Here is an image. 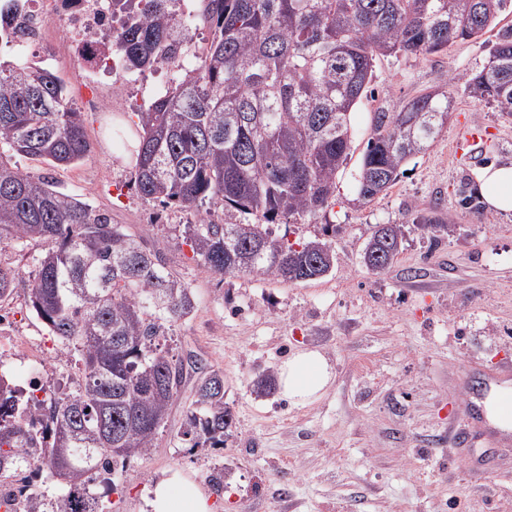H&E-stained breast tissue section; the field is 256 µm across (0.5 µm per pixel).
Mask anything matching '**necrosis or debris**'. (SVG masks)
I'll return each instance as SVG.
<instances>
[{
	"label": "necrosis or debris",
	"instance_id": "4bbe7bcc",
	"mask_svg": "<svg viewBox=\"0 0 512 512\" xmlns=\"http://www.w3.org/2000/svg\"><path fill=\"white\" fill-rule=\"evenodd\" d=\"M120 27L112 0H27L25 11L14 19L10 47L18 56L29 59L37 49L49 47L55 63L70 56L82 58L80 80L94 88L82 105L90 112H105L116 94L97 82L96 72L111 65L109 45Z\"/></svg>",
	"mask_w": 512,
	"mask_h": 512
}]
</instances>
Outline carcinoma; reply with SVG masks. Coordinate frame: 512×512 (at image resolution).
Wrapping results in <instances>:
<instances>
[{"label": "carcinoma", "mask_w": 512, "mask_h": 512, "mask_svg": "<svg viewBox=\"0 0 512 512\" xmlns=\"http://www.w3.org/2000/svg\"><path fill=\"white\" fill-rule=\"evenodd\" d=\"M509 0H112L122 30L112 55L135 76L164 68L168 80L135 112L136 193L166 207L224 210V223L184 227V243L218 274L284 284L326 276L331 242L291 243L273 229L311 219L336 196L350 155V115L368 94L377 57L424 56L481 37ZM209 33L196 44L199 30ZM469 93L512 115V28L486 46L466 79ZM450 94L424 91L378 107L355 177L364 204L388 191L435 141ZM91 151L81 112L43 62L0 60V244L44 245L28 305L50 335L79 352L78 389L38 408L44 428L22 422L23 392L0 380V477L48 468L68 492L56 512H99L90 475L149 454L181 389L195 400L183 440L222 448L235 419L224 375L166 345L195 308L167 254L44 175L24 157L71 167ZM458 204L480 211L476 192ZM404 225L375 226L363 265L397 258ZM19 272L0 265V297Z\"/></svg>", "instance_id": "1"}]
</instances>
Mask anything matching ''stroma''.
<instances>
[{
    "label": "stroma",
    "mask_w": 512,
    "mask_h": 512,
    "mask_svg": "<svg viewBox=\"0 0 512 512\" xmlns=\"http://www.w3.org/2000/svg\"><path fill=\"white\" fill-rule=\"evenodd\" d=\"M501 26H512V13L482 38L443 52L377 58L374 93L352 115V150L333 203L289 227L290 240L331 241L336 265L318 280L284 284L203 267L182 242L184 225L199 214L136 193L132 152L113 142L111 113H84L92 151L81 165L20 160L166 248L196 300L193 313L174 324L172 346L223 372L235 415L224 447L190 448L181 431L193 391L184 387L156 447L109 471L117 492L93 482L105 512H145L152 484L174 469L190 475L217 512H512V451L482 477L471 457L455 450V435L467 426L464 377L476 365L512 362V212L486 206L474 215L457 206L459 188H478L484 167L512 165V116L472 97L464 81L481 67L484 44ZM430 89L451 93L448 124L387 193L359 202L354 177L371 112ZM472 126L487 132L477 162L456 151ZM416 217L445 226L424 234ZM377 224H400L405 233L397 259L379 274L361 263ZM42 251L37 242L0 246V265L22 272L0 301V315H17L15 331L24 336L46 333L27 302V277ZM303 348L321 351L332 365L326 394L295 407L280 392L257 393L259 376L278 373Z\"/></svg>",
    "instance_id": "stroma-1"
}]
</instances>
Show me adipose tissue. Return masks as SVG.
<instances>
[{
	"label": "adipose tissue",
	"mask_w": 512,
	"mask_h": 512,
	"mask_svg": "<svg viewBox=\"0 0 512 512\" xmlns=\"http://www.w3.org/2000/svg\"><path fill=\"white\" fill-rule=\"evenodd\" d=\"M487 203L498 210L512 211V166L487 168L480 179ZM332 367L316 349L292 352L279 368V386L284 397L304 406L321 397L333 381ZM147 512H212L204 490L182 471L173 470L158 479L146 500Z\"/></svg>",
	"instance_id": "1"
}]
</instances>
